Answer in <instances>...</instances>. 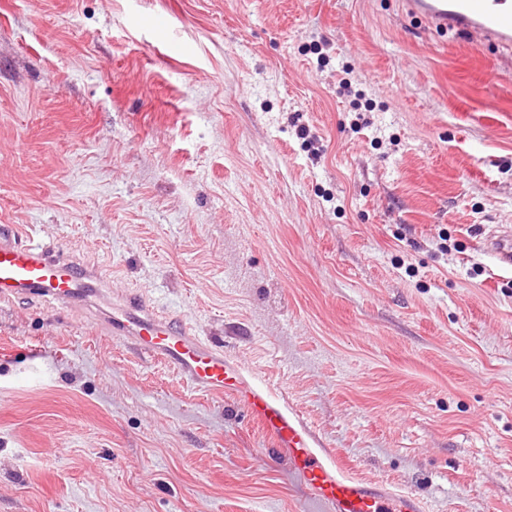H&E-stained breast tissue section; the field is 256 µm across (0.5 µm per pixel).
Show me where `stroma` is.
Returning <instances> with one entry per match:
<instances>
[{"mask_svg": "<svg viewBox=\"0 0 512 512\" xmlns=\"http://www.w3.org/2000/svg\"><path fill=\"white\" fill-rule=\"evenodd\" d=\"M511 63L403 0H0V224L184 315L351 473L512 512ZM305 507L243 404L0 302V512ZM486 248L494 252L500 263L512 268V235L510 230L500 234L489 235L485 239Z\"/></svg>", "mask_w": 512, "mask_h": 512, "instance_id": "stroma-1", "label": "stroma"}]
</instances>
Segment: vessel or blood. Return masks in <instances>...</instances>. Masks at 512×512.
<instances>
[{
  "label": "vessel or blood",
  "mask_w": 512,
  "mask_h": 512,
  "mask_svg": "<svg viewBox=\"0 0 512 512\" xmlns=\"http://www.w3.org/2000/svg\"><path fill=\"white\" fill-rule=\"evenodd\" d=\"M414 18L454 31L481 46H512V0H406ZM486 247L512 267V232L490 235ZM38 297L61 307L81 306L111 336L140 354L172 367L191 389L243 402L291 471L316 512H424L419 497L390 490L347 472L287 394L261 378L243 380V369L222 345L195 336L186 318L156 311L139 296L108 301L96 274L83 264L33 243L14 224L0 225V300Z\"/></svg>",
  "instance_id": "1"
}]
</instances>
